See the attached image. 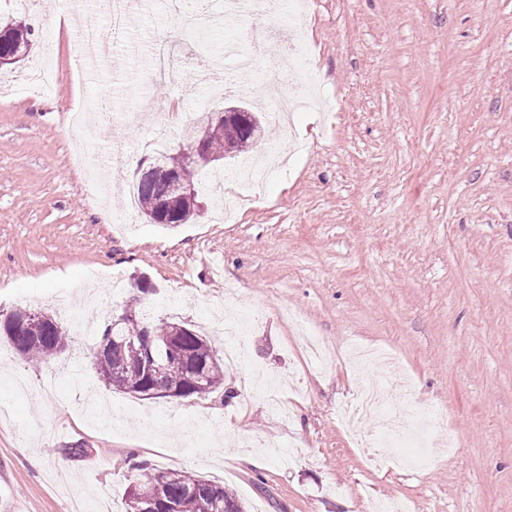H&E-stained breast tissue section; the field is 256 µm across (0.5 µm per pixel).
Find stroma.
Instances as JSON below:
<instances>
[{
  "label": "stroma",
  "mask_w": 512,
  "mask_h": 512,
  "mask_svg": "<svg viewBox=\"0 0 512 512\" xmlns=\"http://www.w3.org/2000/svg\"><path fill=\"white\" fill-rule=\"evenodd\" d=\"M226 5L142 0L127 22L138 51L88 74L72 37L107 29L94 0L74 13L0 0L33 39L0 82V315H59L68 291L72 340L47 365L0 342V512H70L57 471L85 512L105 498L120 512L135 459L224 484L245 512H512V0H316L302 40L325 105L295 113L302 150L268 120L253 149L288 154L287 169L228 223L205 174L190 222L113 223L149 157L140 143L177 153L184 114L223 104L197 80L183 17H207L225 71L252 60L249 90L228 98L254 109L266 95L282 51L272 23L253 0ZM159 47L179 58V86L146 79ZM47 55L55 86L36 95L26 77ZM118 95L140 123L68 136L71 109ZM116 142L127 162L110 163ZM139 277L147 316L191 324L217 360L239 352L223 389L142 399L99 381L82 321H107ZM356 345L395 353L409 390L394 408L453 407L455 448L422 467L394 462V447L380 466L362 455L340 415Z\"/></svg>",
  "instance_id": "35a3bbf8"
}]
</instances>
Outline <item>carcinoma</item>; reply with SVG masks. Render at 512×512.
Listing matches in <instances>:
<instances>
[{"instance_id":"obj_1","label":"carcinoma","mask_w":512,"mask_h":512,"mask_svg":"<svg viewBox=\"0 0 512 512\" xmlns=\"http://www.w3.org/2000/svg\"><path fill=\"white\" fill-rule=\"evenodd\" d=\"M28 26L0 19V50L11 53L17 47L31 43ZM225 127L214 125L208 131L207 149L224 158ZM142 213L149 219L158 218L160 205L155 196L138 187L134 188ZM196 197L173 200L168 207L170 222H184L193 215ZM133 311L136 321L118 323L108 321L98 336L97 347L102 355L96 362L97 373L106 386L133 396L146 397L150 386L176 392L179 398L198 396L197 386L209 387L214 393L224 387V372L218 364L206 339L199 334L189 335L182 322H149L141 317L137 299H132L124 311ZM4 337L15 352L36 363H44L63 353L69 345L67 329L52 316L42 312L17 309L0 319V337ZM151 336L164 342L159 355L167 362L162 383L140 374L139 352L129 347V341L140 342ZM135 471L133 485L123 503V512H136L137 499L148 493L159 492L174 503L176 512H204L210 500L220 502L222 512H243L234 493L224 486L187 471L158 468L143 462L131 463Z\"/></svg>"}]
</instances>
